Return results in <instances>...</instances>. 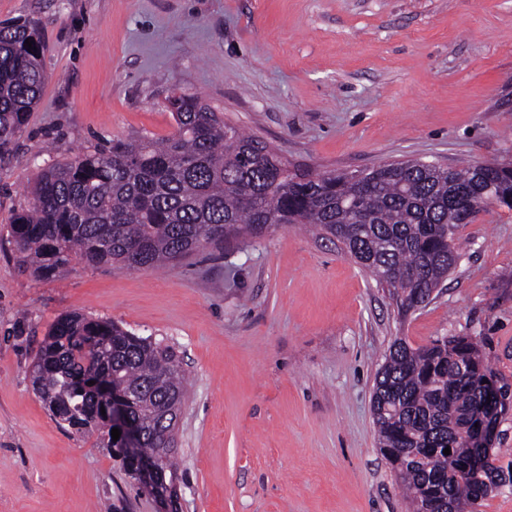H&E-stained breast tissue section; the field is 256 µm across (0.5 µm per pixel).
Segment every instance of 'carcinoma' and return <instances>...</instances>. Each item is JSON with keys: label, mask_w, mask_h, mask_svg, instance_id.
<instances>
[{"label": "carcinoma", "mask_w": 512, "mask_h": 512, "mask_svg": "<svg viewBox=\"0 0 512 512\" xmlns=\"http://www.w3.org/2000/svg\"><path fill=\"white\" fill-rule=\"evenodd\" d=\"M43 50L32 21L0 23V149L40 98ZM174 117L175 132L160 144L131 140L39 172L32 202L11 224L20 266L46 278L75 259L158 268L310 224L343 244L406 314L448 277L459 225L489 207L512 209L511 162L448 168L415 160L384 163L358 179L314 176L290 171L264 142L194 96H180ZM31 376L54 419L107 439L134 480L141 462L164 447L165 415L186 399L187 372L171 347L78 313L51 326ZM102 391L130 398L129 418L143 432L137 447L112 439V420L97 399ZM506 399L471 339L443 337L417 348L393 341L373 407L380 451L411 512H448L449 492L461 488L474 489L477 506L496 480L512 479V460L500 464L489 451ZM476 448L485 449L477 469ZM157 466L160 477L178 479L174 455L159 456Z\"/></svg>", "instance_id": "obj_1"}]
</instances>
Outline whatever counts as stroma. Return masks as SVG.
I'll list each match as a JSON object with an SVG mask.
<instances>
[{
	"label": "stroma",
	"instance_id": "stroma-1",
	"mask_svg": "<svg viewBox=\"0 0 512 512\" xmlns=\"http://www.w3.org/2000/svg\"><path fill=\"white\" fill-rule=\"evenodd\" d=\"M42 30L46 80L0 149V512H161L96 436L31 383L63 314L172 346L189 375L181 512H409L378 448L395 337L470 336L512 388V211L456 231L459 258L401 317L340 243L291 224L163 270H24L10 235L37 172L161 140L174 94L313 173L418 159L512 161V0H0Z\"/></svg>",
	"mask_w": 512,
	"mask_h": 512
}]
</instances>
